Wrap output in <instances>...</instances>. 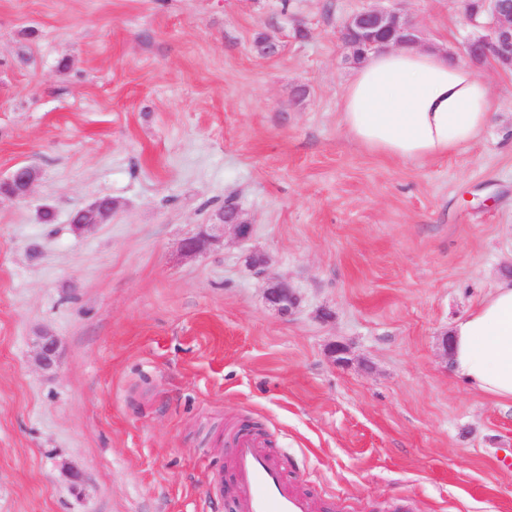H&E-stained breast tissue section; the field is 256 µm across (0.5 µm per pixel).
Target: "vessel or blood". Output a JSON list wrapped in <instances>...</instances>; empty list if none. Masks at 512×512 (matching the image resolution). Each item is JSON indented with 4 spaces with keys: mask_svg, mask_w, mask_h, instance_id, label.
Masks as SVG:
<instances>
[{
    "mask_svg": "<svg viewBox=\"0 0 512 512\" xmlns=\"http://www.w3.org/2000/svg\"><path fill=\"white\" fill-rule=\"evenodd\" d=\"M228 442L235 512H319L317 500L285 477L280 461L261 436L240 429Z\"/></svg>",
    "mask_w": 512,
    "mask_h": 512,
    "instance_id": "1",
    "label": "vessel or blood"
}]
</instances>
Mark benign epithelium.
Wrapping results in <instances>:
<instances>
[{
    "label": "benign epithelium",
    "mask_w": 512,
    "mask_h": 512,
    "mask_svg": "<svg viewBox=\"0 0 512 512\" xmlns=\"http://www.w3.org/2000/svg\"><path fill=\"white\" fill-rule=\"evenodd\" d=\"M484 15L477 20L467 18L474 27V33L465 45L467 57L473 61H490L502 67H512V0H479ZM341 38L348 50L346 60L356 63L358 57L369 51L385 46L415 45L418 42L417 29L401 12L371 7L348 16L342 23ZM254 54L262 59L277 57L281 52L280 41L268 40L253 44ZM37 179V170L32 166H19L9 176L0 179V195L13 200L27 198ZM113 209L112 199L99 198L91 205L76 211L71 224L79 232L91 230L103 223ZM219 228L231 227L239 239L251 236L253 226L245 221L238 208L227 205L220 214ZM219 237L200 233L183 240L182 250L189 256L207 253L218 242ZM264 298L269 307L283 317L290 316L299 304V295L291 284L279 278L269 281L264 289ZM58 340L52 335L41 337L38 343L36 361L50 370L56 366Z\"/></svg>",
    "instance_id": "obj_1"
}]
</instances>
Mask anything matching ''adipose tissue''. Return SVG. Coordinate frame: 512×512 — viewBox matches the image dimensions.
Returning <instances> with one entry per match:
<instances>
[{
	"label": "adipose tissue",
	"instance_id": "ef3b65f1",
	"mask_svg": "<svg viewBox=\"0 0 512 512\" xmlns=\"http://www.w3.org/2000/svg\"><path fill=\"white\" fill-rule=\"evenodd\" d=\"M493 88L446 54L384 46L357 65L340 114L361 148L419 164L475 141L491 121ZM450 369L512 407V279L497 283L450 331Z\"/></svg>",
	"mask_w": 512,
	"mask_h": 512
}]
</instances>
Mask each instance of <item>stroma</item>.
I'll return each mask as SVG.
<instances>
[{
	"instance_id": "1",
	"label": "stroma",
	"mask_w": 512,
	"mask_h": 512,
	"mask_svg": "<svg viewBox=\"0 0 512 512\" xmlns=\"http://www.w3.org/2000/svg\"><path fill=\"white\" fill-rule=\"evenodd\" d=\"M370 6L468 62L459 0H0V178L38 172L0 197V512H232L231 425L323 512H512V407L441 346L512 278V69L471 64L495 90L476 143L368 153L340 125V27ZM228 198L251 236L185 256ZM37 170L32 166H19L9 176L0 179V195L13 200L27 198L37 179ZM113 206L112 198H99L86 208L76 211L71 217V224L78 232L91 230L112 214ZM264 298L268 306L283 317L290 316L299 304L296 290L288 281L279 278L269 281ZM58 357V340L55 336L45 335L42 336L36 353V361L38 365L45 369L50 370L56 366Z\"/></svg>"
}]
</instances>
